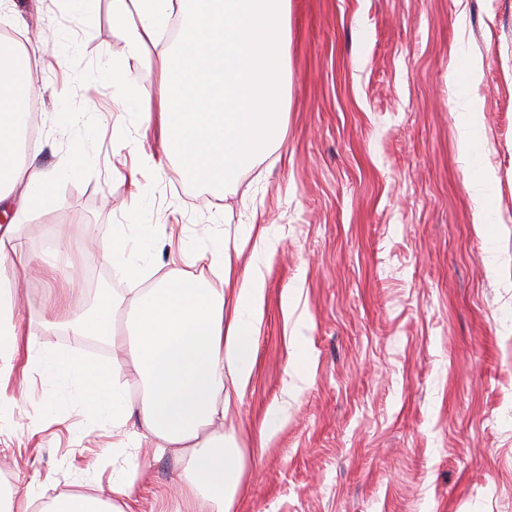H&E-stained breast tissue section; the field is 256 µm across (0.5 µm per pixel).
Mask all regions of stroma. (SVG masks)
Returning a JSON list of instances; mask_svg holds the SVG:
<instances>
[{
	"label": "stroma",
	"instance_id": "1",
	"mask_svg": "<svg viewBox=\"0 0 512 512\" xmlns=\"http://www.w3.org/2000/svg\"><path fill=\"white\" fill-rule=\"evenodd\" d=\"M0 24L41 89L25 155L69 171L16 238L31 253L62 243L88 300L131 288L108 246L141 215L175 229L139 261L152 283L182 268L181 240L203 248L254 223L271 229L253 377L235 419L234 512H512V0H292L284 140L226 192L162 159L141 142L139 115L118 107L155 101L159 83L128 52L112 0H97L86 23L60 0H10ZM455 55L481 66L489 239L458 151ZM103 64L118 82L101 77ZM133 173L149 186L139 204L124 183ZM5 276L26 298L22 343L111 357L107 344L50 326L59 285ZM299 339L305 381L289 370ZM0 391L17 400L0 424V490L108 499L113 477L128 475L132 512H173L172 455L114 447L111 425L78 402L49 413L54 389L26 355Z\"/></svg>",
	"mask_w": 512,
	"mask_h": 512
}]
</instances>
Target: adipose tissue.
Here are the masks:
<instances>
[{"label":"adipose tissue","mask_w":512,"mask_h":512,"mask_svg":"<svg viewBox=\"0 0 512 512\" xmlns=\"http://www.w3.org/2000/svg\"><path fill=\"white\" fill-rule=\"evenodd\" d=\"M291 0H112V21L131 52L148 58L169 18L183 19L178 45L161 56L160 92L155 102L132 99L145 134L158 139L164 154L176 155L191 180L236 188L244 173L281 145L288 96V34ZM28 57L0 42V203L15 200L13 222L0 225V274L6 267L60 280L69 299L82 298L75 271L62 267L57 253L27 255L15 243V220L33 207H47L56 175L17 156V135L30 118L37 87ZM470 62L452 60L453 114L459 151L466 163L467 191L479 215L481 234H490L493 185L479 152L480 113L468 84ZM156 225L142 221L134 237L112 235V254L124 276L140 271L126 256L133 245L155 248ZM271 249L267 229L234 244L195 250V261L209 274L181 271L153 288H135L126 300L110 296L91 311L70 317L60 307L56 322L66 330L104 341L112 360L97 364L78 357L42 352L37 362L58 389L52 410L80 402L112 426L129 446L148 443L158 454H172L181 465L180 498L174 512H233L244 471L234 433L237 400L253 370L254 338L264 297V267ZM250 252L237 272L236 261ZM14 295L0 293V373L9 371L18 350ZM126 313L118 327V313ZM134 372L141 387L131 403L125 376ZM135 492L132 481L112 480V497L62 495L41 502L38 512H125Z\"/></svg>","instance_id":"1"}]
</instances>
